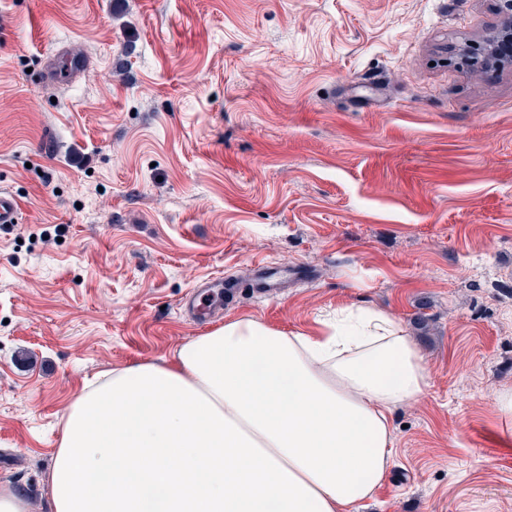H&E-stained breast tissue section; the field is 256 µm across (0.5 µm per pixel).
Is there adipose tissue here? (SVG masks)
Masks as SVG:
<instances>
[{
	"label": "adipose tissue",
	"instance_id": "ef3b65f1",
	"mask_svg": "<svg viewBox=\"0 0 512 512\" xmlns=\"http://www.w3.org/2000/svg\"><path fill=\"white\" fill-rule=\"evenodd\" d=\"M427 380L384 311L338 309L317 336L225 321L85 385L46 476L51 512H358L392 459L393 409Z\"/></svg>",
	"mask_w": 512,
	"mask_h": 512
}]
</instances>
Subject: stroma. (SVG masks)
<instances>
[{
    "label": "stroma",
    "mask_w": 512,
    "mask_h": 512,
    "mask_svg": "<svg viewBox=\"0 0 512 512\" xmlns=\"http://www.w3.org/2000/svg\"><path fill=\"white\" fill-rule=\"evenodd\" d=\"M497 0H0V483L99 372L224 321L393 314L428 372L367 512H512V65ZM89 65L60 76L56 65ZM275 273L284 288L195 284ZM502 13L506 16L504 24L482 44L466 47L462 58L472 66L480 64L512 63V0H499ZM20 213L19 199L12 193L0 189V226L18 224Z\"/></svg>",
    "instance_id": "1"
}]
</instances>
